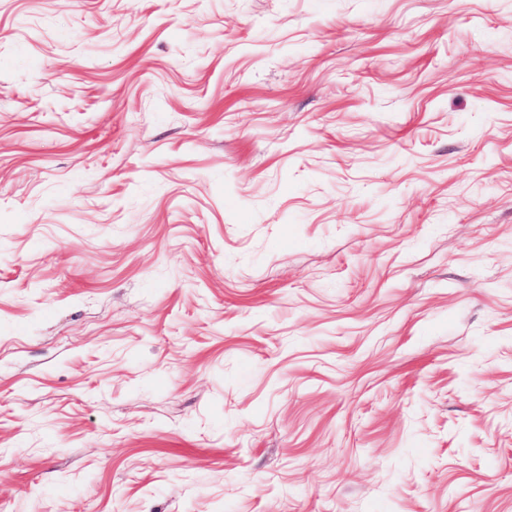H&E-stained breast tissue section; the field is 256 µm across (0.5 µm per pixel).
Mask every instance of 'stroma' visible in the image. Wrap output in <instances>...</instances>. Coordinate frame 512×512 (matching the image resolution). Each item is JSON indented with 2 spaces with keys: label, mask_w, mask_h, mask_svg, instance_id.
<instances>
[{
  "label": "stroma",
  "mask_w": 512,
  "mask_h": 512,
  "mask_svg": "<svg viewBox=\"0 0 512 512\" xmlns=\"http://www.w3.org/2000/svg\"><path fill=\"white\" fill-rule=\"evenodd\" d=\"M0 512H512V0H0Z\"/></svg>",
  "instance_id": "obj_1"
}]
</instances>
